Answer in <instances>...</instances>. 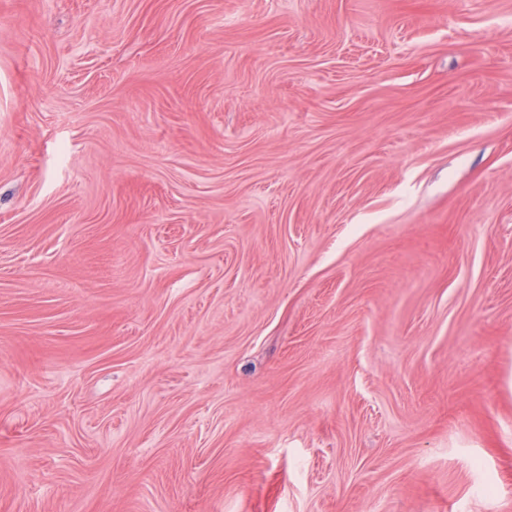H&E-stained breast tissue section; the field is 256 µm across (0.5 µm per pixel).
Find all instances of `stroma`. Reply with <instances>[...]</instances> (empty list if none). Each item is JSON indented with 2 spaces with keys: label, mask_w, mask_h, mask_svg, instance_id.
Returning <instances> with one entry per match:
<instances>
[{
  "label": "stroma",
  "mask_w": 512,
  "mask_h": 512,
  "mask_svg": "<svg viewBox=\"0 0 512 512\" xmlns=\"http://www.w3.org/2000/svg\"><path fill=\"white\" fill-rule=\"evenodd\" d=\"M0 512H512V0H0Z\"/></svg>",
  "instance_id": "stroma-1"
}]
</instances>
